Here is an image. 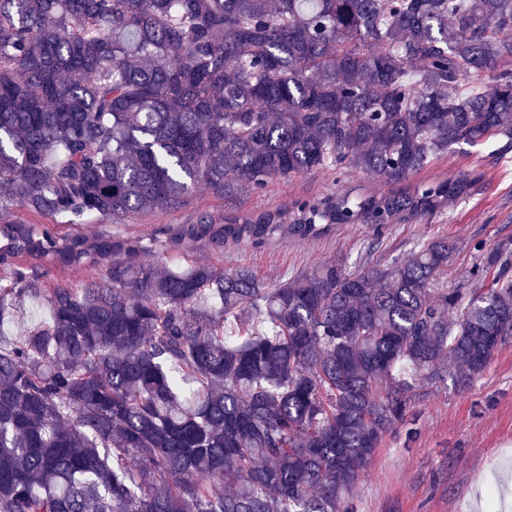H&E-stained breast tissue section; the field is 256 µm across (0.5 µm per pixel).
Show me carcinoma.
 Segmentation results:
<instances>
[{"label": "carcinoma", "instance_id": "cac0c4a2", "mask_svg": "<svg viewBox=\"0 0 512 512\" xmlns=\"http://www.w3.org/2000/svg\"><path fill=\"white\" fill-rule=\"evenodd\" d=\"M490 140L512 151V0H0V212L117 223L325 169L392 186L154 236L0 224V316L25 296L51 315L0 330V512H353L420 384L467 386L512 336V241L474 243L492 283L466 290L437 287L446 238L273 289L134 258L378 237L469 197L481 169L402 183Z\"/></svg>", "mask_w": 512, "mask_h": 512}]
</instances>
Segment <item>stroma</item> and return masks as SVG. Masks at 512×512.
Instances as JSON below:
<instances>
[{
  "label": "stroma",
  "mask_w": 512,
  "mask_h": 512,
  "mask_svg": "<svg viewBox=\"0 0 512 512\" xmlns=\"http://www.w3.org/2000/svg\"><path fill=\"white\" fill-rule=\"evenodd\" d=\"M494 148L491 142L456 147L411 175L409 181L415 184L479 168L485 178L468 199L443 214L389 225L381 236H374L367 225L345 224L315 242L288 241L261 250L228 246L221 252L190 247L156 257L155 262L182 269L196 261L227 269L245 266L266 287L275 288L327 262L351 271L365 263L386 268L409 258L417 243L445 237L455 250L443 287H473V243L492 246L512 240V152L502 155ZM337 188L336 176L328 170L271 180L259 194L242 190L221 197L202 186L175 210L140 213L121 224L93 217L84 224L59 225L58 230L72 235L146 236L168 224L192 223L203 211L274 209ZM49 320L45 301L28 297L0 318V330L14 334ZM492 484L512 497V338L468 387L457 389L447 383L422 388L410 421L384 437L353 498L356 512H486L485 490Z\"/></svg>",
  "instance_id": "stroma-1"
}]
</instances>
